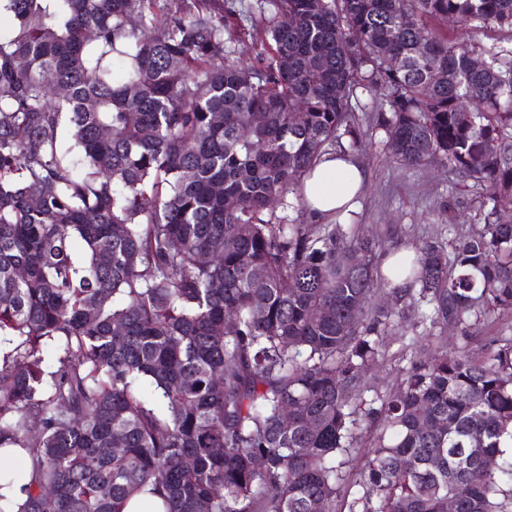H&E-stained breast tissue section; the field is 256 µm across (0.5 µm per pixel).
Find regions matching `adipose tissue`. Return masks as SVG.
<instances>
[{
    "label": "adipose tissue",
    "instance_id": "adipose-tissue-1",
    "mask_svg": "<svg viewBox=\"0 0 512 512\" xmlns=\"http://www.w3.org/2000/svg\"><path fill=\"white\" fill-rule=\"evenodd\" d=\"M368 179L360 161L350 154L331 152L303 176L305 209L311 220L351 222L357 211V199Z\"/></svg>",
    "mask_w": 512,
    "mask_h": 512
}]
</instances>
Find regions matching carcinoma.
I'll use <instances>...</instances> for the list:
<instances>
[{"instance_id":"obj_1","label":"carcinoma","mask_w":512,"mask_h":512,"mask_svg":"<svg viewBox=\"0 0 512 512\" xmlns=\"http://www.w3.org/2000/svg\"><path fill=\"white\" fill-rule=\"evenodd\" d=\"M2 12L0 448L32 480L0 512H124L144 491L165 512H512V338L416 354L384 395L366 377L397 319L465 337L512 313V50L448 38L450 21L512 30V0ZM256 12L245 63L224 34ZM359 89L382 95L366 126ZM374 130L399 164L484 191L483 224L413 252L396 311L371 305L389 282L372 238L277 211Z\"/></svg>"}]
</instances>
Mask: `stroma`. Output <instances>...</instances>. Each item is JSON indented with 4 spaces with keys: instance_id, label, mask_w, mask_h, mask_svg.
I'll list each match as a JSON object with an SVG mask.
<instances>
[{
    "instance_id": "35a3bbf8",
    "label": "stroma",
    "mask_w": 512,
    "mask_h": 512,
    "mask_svg": "<svg viewBox=\"0 0 512 512\" xmlns=\"http://www.w3.org/2000/svg\"><path fill=\"white\" fill-rule=\"evenodd\" d=\"M358 159L368 173V182L353 221L378 238V254L411 251L427 240L445 243L483 220L478 210L479 187L460 181L441 165L407 167L394 163L383 132L374 133ZM414 336L427 337L433 348L457 341L456 330L427 323L392 331L375 370L378 393L397 389L402 383L410 359L405 347Z\"/></svg>"
}]
</instances>
